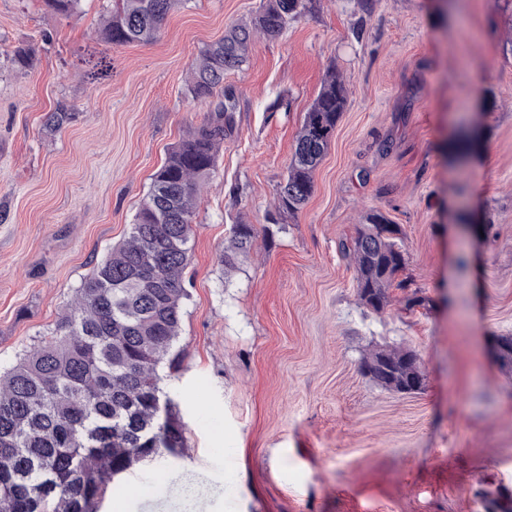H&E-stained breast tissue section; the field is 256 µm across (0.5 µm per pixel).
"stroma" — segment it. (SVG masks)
Here are the masks:
<instances>
[{
	"label": "stroma",
	"mask_w": 512,
	"mask_h": 512,
	"mask_svg": "<svg viewBox=\"0 0 512 512\" xmlns=\"http://www.w3.org/2000/svg\"><path fill=\"white\" fill-rule=\"evenodd\" d=\"M261 5L178 0L156 41L116 47L99 36L112 0L69 17L0 0L1 372L127 237L154 172L215 106L186 91L200 50ZM511 42L512 0H319L256 39L224 78L234 130L197 203L183 362L161 382L186 446L117 476L99 512H485L478 485L512 494V375L491 347L512 335ZM22 43L37 48L23 69ZM331 68L348 100L314 191L269 223ZM61 102L78 118L47 134ZM374 210L401 227V277L424 305L405 310L400 289L380 312L360 300L338 245ZM241 219L256 236L228 272L217 256ZM382 346L416 352L423 391L362 374Z\"/></svg>",
	"instance_id": "stroma-1"
}]
</instances>
